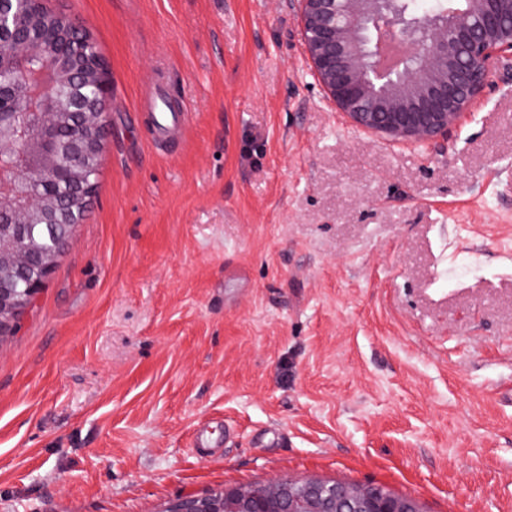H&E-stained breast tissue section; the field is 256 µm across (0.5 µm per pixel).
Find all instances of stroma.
Segmentation results:
<instances>
[{
  "mask_svg": "<svg viewBox=\"0 0 512 512\" xmlns=\"http://www.w3.org/2000/svg\"><path fill=\"white\" fill-rule=\"evenodd\" d=\"M57 2L107 63L110 136L0 341V512L286 477L512 512V71L407 146L326 98L296 0ZM160 83L187 115L164 149Z\"/></svg>",
  "mask_w": 512,
  "mask_h": 512,
  "instance_id": "stroma-1",
  "label": "stroma"
}]
</instances>
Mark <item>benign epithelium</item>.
<instances>
[{
	"label": "benign epithelium",
	"mask_w": 512,
	"mask_h": 512,
	"mask_svg": "<svg viewBox=\"0 0 512 512\" xmlns=\"http://www.w3.org/2000/svg\"><path fill=\"white\" fill-rule=\"evenodd\" d=\"M14 11L0 0V338L45 286L90 204L110 110L106 63L81 47L84 26L44 0ZM301 34L324 92L359 131L392 143L448 135L483 93L493 67H512V0H465L420 17L401 0H299ZM401 46L382 64V41ZM39 55L38 67L26 59ZM64 183L66 196L56 194ZM62 229L47 247L28 226ZM165 512H425L376 483L281 478L187 495Z\"/></svg>",
	"instance_id": "7a95c632"
}]
</instances>
